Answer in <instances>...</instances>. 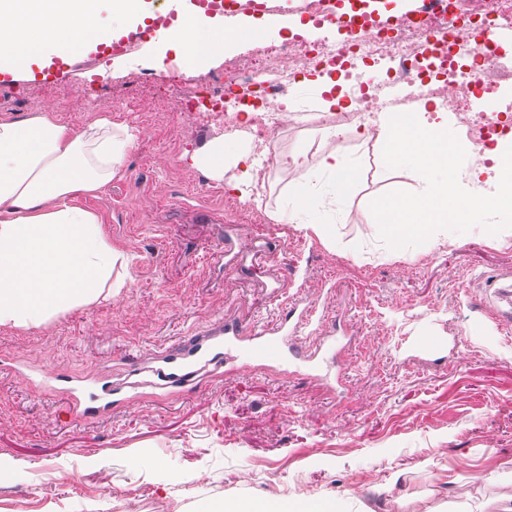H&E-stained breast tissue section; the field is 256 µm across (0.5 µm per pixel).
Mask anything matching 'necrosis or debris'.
<instances>
[{
    "mask_svg": "<svg viewBox=\"0 0 512 512\" xmlns=\"http://www.w3.org/2000/svg\"><path fill=\"white\" fill-rule=\"evenodd\" d=\"M511 19L512 0H491L479 11L462 9L458 0H438L433 10L395 15L384 25L356 13L347 19L353 35L344 44L323 39L310 46L293 38L260 46L247 58H225L221 72L198 79V93L209 108L204 112L193 109L192 114L207 116L219 126L233 127L244 107H252L250 122L260 160L256 179L261 182L271 165L284 162L274 151L271 133L288 120L285 99L297 77L299 54L309 55L319 73L343 72L349 110L336 116L323 112L317 118L320 125L337 129L356 124L376 129L383 104L379 96L367 94L366 89L376 80L374 67L388 60L392 77L419 94L439 97L447 84L456 85L459 98L455 112L470 141V160L486 168L490 165L484 157L486 146L512 135V123L507 120L512 101L500 96V84L491 77L499 58L494 31ZM218 82L223 83L224 92L212 94ZM477 87L490 101L483 112L468 107Z\"/></svg>",
    "mask_w": 512,
    "mask_h": 512,
    "instance_id": "4bbe7bcc",
    "label": "necrosis or debris"
}]
</instances>
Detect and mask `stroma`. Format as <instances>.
I'll list each match as a JSON object with an SVG mask.
<instances>
[{
    "label": "stroma",
    "instance_id": "35a3bbf8",
    "mask_svg": "<svg viewBox=\"0 0 512 512\" xmlns=\"http://www.w3.org/2000/svg\"><path fill=\"white\" fill-rule=\"evenodd\" d=\"M155 52L144 41L0 87V123L48 114L82 129L106 116L134 134L112 181L72 199L130 257L112 271L125 287L40 324L0 326V356L119 384L131 360L219 318L272 330L282 310L307 308L299 348L340 333L348 372L328 386L257 366L76 422L61 395L0 367V512H209L254 497L336 512H512V329L490 287L512 274V235L477 226L391 248L370 202L425 181L386 168L384 133L352 126L339 142L317 126L315 83L288 93L275 147L303 162L263 184L266 223L227 222L223 181L189 157L235 133L170 111L152 84ZM336 149L355 165L343 189L320 167ZM309 181L325 238L283 216ZM271 244L274 261H256ZM426 336L441 347H423Z\"/></svg>",
    "mask_w": 512,
    "mask_h": 512
}]
</instances>
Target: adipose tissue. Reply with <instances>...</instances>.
Returning a JSON list of instances; mask_svg holds the SVG:
<instances>
[{"label":"adipose tissue","instance_id":"1","mask_svg":"<svg viewBox=\"0 0 512 512\" xmlns=\"http://www.w3.org/2000/svg\"><path fill=\"white\" fill-rule=\"evenodd\" d=\"M154 17L145 0H0V56L26 71ZM264 33L256 20L224 29L204 9L184 4L161 41L177 51L189 76L228 45ZM133 139L105 117L79 131L45 115L0 123V325L44 322L49 314L97 301L111 287L120 255L103 236L97 215L69 199L109 182ZM190 164L225 179L227 189L243 197L255 184L257 163L240 144L228 150L216 142L192 155ZM228 166L235 169L229 177ZM214 512L332 510L324 502L235 499L220 502Z\"/></svg>","mask_w":512,"mask_h":512}]
</instances>
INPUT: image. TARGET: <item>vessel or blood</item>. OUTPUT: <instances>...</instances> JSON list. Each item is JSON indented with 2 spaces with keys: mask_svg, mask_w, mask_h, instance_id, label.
<instances>
[{
  "mask_svg": "<svg viewBox=\"0 0 512 512\" xmlns=\"http://www.w3.org/2000/svg\"><path fill=\"white\" fill-rule=\"evenodd\" d=\"M309 316L306 310L297 317L284 312L275 330L253 335L239 320H217L209 328L157 354L150 362L131 361L121 388L104 377L76 379L53 368L37 369L30 380L41 388L63 394L76 418H93L111 410L124 392L146 391L163 399L189 392L203 378L221 376L224 366L229 364L245 370L256 362L269 366L287 363L292 353L290 343ZM306 362V374L311 379L319 381L336 373L335 357L323 359L314 354Z\"/></svg>",
  "mask_w": 512,
  "mask_h": 512,
  "instance_id": "obj_1",
  "label": "vessel or blood"
}]
</instances>
